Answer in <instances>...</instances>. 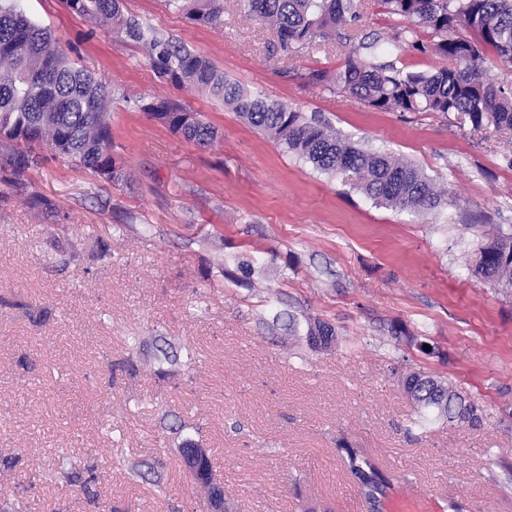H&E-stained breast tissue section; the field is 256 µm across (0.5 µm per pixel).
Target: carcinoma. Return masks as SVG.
Returning <instances> with one entry per match:
<instances>
[{
    "label": "carcinoma",
    "instance_id": "cac0c4a2",
    "mask_svg": "<svg viewBox=\"0 0 512 512\" xmlns=\"http://www.w3.org/2000/svg\"><path fill=\"white\" fill-rule=\"evenodd\" d=\"M252 20L275 31L279 49L288 54L321 42L349 46L348 25L357 19L355 0H241ZM71 9L93 25L112 30L139 45L158 74L170 82H185L224 103L267 135L286 152L353 186L374 204L395 212L425 214L456 201L436 189L415 164L386 153L370 151L339 136L314 117L288 104L255 95L232 81L205 57L181 43L159 38L153 29L125 14L120 0H67ZM384 11L407 21L384 38L394 45L419 27L434 36L432 52L448 61L433 72H405L378 64L377 41L360 43L365 55L350 51L343 67L331 73L312 70L313 85L329 84L383 111L454 114L479 129L492 125L512 131V85L485 79L488 51L512 62V0H381ZM165 7L185 13L194 22L217 26L222 0H165ZM112 95L105 83L69 59L51 31L28 17L17 0H0V180L18 184V177L38 165L37 147L47 145L58 155L96 173L108 182L124 178L112 157L110 114ZM140 108L185 139L207 145L217 131L201 115L167 100ZM224 267V277L253 286L254 268L245 261ZM472 275L504 291H512V229L498 225L475 253ZM305 341L327 337L323 350L337 342L334 330L318 318H305ZM404 387L419 413L434 412L450 422L479 420L477 407L450 381L424 372L407 375ZM346 463L368 512L395 506L390 479L357 449L346 448ZM210 500L222 488L212 470L193 480Z\"/></svg>",
    "mask_w": 512,
    "mask_h": 512
}]
</instances>
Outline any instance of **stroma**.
Listing matches in <instances>:
<instances>
[{
  "label": "stroma",
  "instance_id": "stroma-1",
  "mask_svg": "<svg viewBox=\"0 0 512 512\" xmlns=\"http://www.w3.org/2000/svg\"><path fill=\"white\" fill-rule=\"evenodd\" d=\"M126 14L251 91L315 114L364 148L415 163L457 200L414 217L284 152L223 103L160 78L140 48L66 0H20L75 66L112 91L106 182L46 155L0 183V512H207L181 448H203L234 512H365L344 447L426 512H512V292L472 277L482 225L512 226V131L432 112H382L304 80L344 50L282 55L273 30L224 0L214 27L163 0ZM357 37L403 27L359 0ZM379 51L431 72L429 31ZM167 99L217 130L201 146L136 107ZM35 192L52 210H32ZM259 278L226 279L228 257ZM339 340L311 350L291 317ZM175 355L160 373V352ZM422 371L477 405L470 426L420 418ZM96 465L88 501L61 471ZM306 322V333H305V341L307 342V345L311 349L315 350H329L332 348L333 344L337 345V336H334V330L331 328V326L326 325L325 322L321 321L319 318H313L311 316H307L305 318ZM316 334H319L320 336H331L328 337L326 340V344L323 346L322 349H318L314 346V344L311 342L310 336H316Z\"/></svg>",
  "mask_w": 512,
  "mask_h": 512
}]
</instances>
